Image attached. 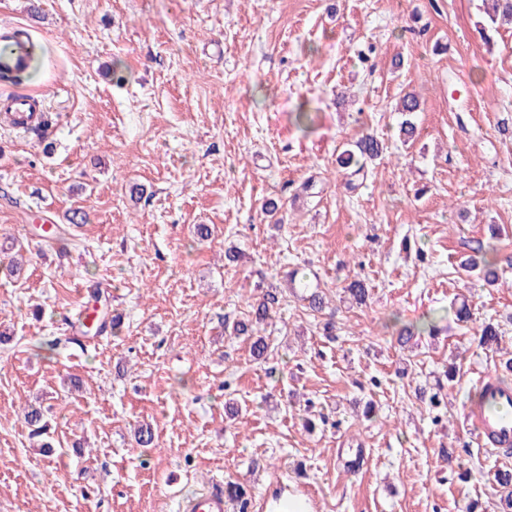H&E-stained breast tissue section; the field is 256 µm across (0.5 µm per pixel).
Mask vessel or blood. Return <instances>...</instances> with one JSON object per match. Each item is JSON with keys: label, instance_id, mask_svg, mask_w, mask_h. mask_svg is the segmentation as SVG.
I'll return each instance as SVG.
<instances>
[{"label": "vessel or blood", "instance_id": "1", "mask_svg": "<svg viewBox=\"0 0 512 512\" xmlns=\"http://www.w3.org/2000/svg\"><path fill=\"white\" fill-rule=\"evenodd\" d=\"M21 24L0 26V70L16 71L28 63L20 37ZM0 110L10 114L15 128L29 130L42 121V103L33 90L15 92L0 100ZM486 399L485 405L468 409L465 418L479 445L496 452L512 448V387L501 384L493 373L487 372L477 380ZM227 498L222 483L195 493L182 502L184 512H227ZM251 512H319L315 497L307 486L286 481L279 494L249 505Z\"/></svg>", "mask_w": 512, "mask_h": 512}]
</instances>
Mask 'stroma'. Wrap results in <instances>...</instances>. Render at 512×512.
Returning a JSON list of instances; mask_svg holds the SVG:
<instances>
[{
	"instance_id": "stroma-1",
	"label": "stroma",
	"mask_w": 512,
	"mask_h": 512,
	"mask_svg": "<svg viewBox=\"0 0 512 512\" xmlns=\"http://www.w3.org/2000/svg\"><path fill=\"white\" fill-rule=\"evenodd\" d=\"M39 5L34 20L27 0H0V22L45 47L22 87L41 90L49 126L0 123V259L25 258L0 269V512H179L218 481L260 497L284 469L321 512H499L512 457L480 449L463 413L478 373L512 353V267L484 287L461 263L469 240L512 255V24L482 0ZM408 91L421 106L406 117L391 106ZM302 104L317 114L305 131ZM365 134L386 149L351 185L338 157ZM45 222L73 244L47 241ZM294 270L335 309V337ZM356 278L363 306L344 292ZM271 287L284 303L256 360L224 321ZM98 304L118 334L72 343L77 308ZM429 315L438 335L401 349L399 326ZM487 322L500 352L479 345ZM145 423L150 448L134 439Z\"/></svg>"
}]
</instances>
